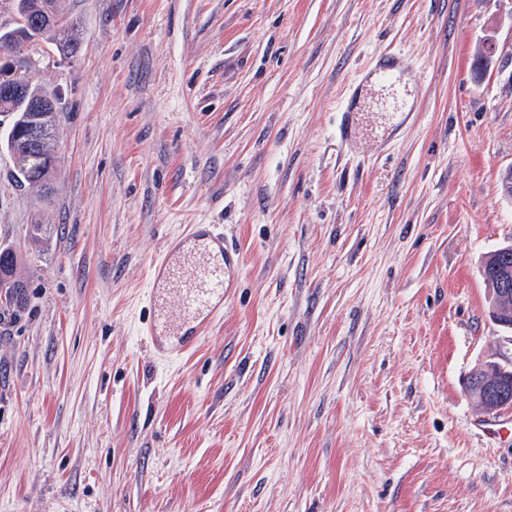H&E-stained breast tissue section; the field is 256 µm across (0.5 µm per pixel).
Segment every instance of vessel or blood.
Returning <instances> with one entry per match:
<instances>
[{"mask_svg":"<svg viewBox=\"0 0 512 512\" xmlns=\"http://www.w3.org/2000/svg\"><path fill=\"white\" fill-rule=\"evenodd\" d=\"M411 72L394 55L380 56L350 86L349 97L340 113L337 133L344 142H351L355 109L368 85L391 87L395 97L391 103L396 119L406 120L412 115L408 99ZM241 274L239 252L229 246L223 234L211 225L194 224L181 237L166 243L160 260L151 271L154 302L146 331L155 352L172 359L194 348L204 328L223 313L224 301ZM180 295L181 320L169 325L160 289Z\"/></svg>","mask_w":512,"mask_h":512,"instance_id":"obj_1","label":"vessel or blood"}]
</instances>
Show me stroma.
<instances>
[{"mask_svg": "<svg viewBox=\"0 0 512 512\" xmlns=\"http://www.w3.org/2000/svg\"><path fill=\"white\" fill-rule=\"evenodd\" d=\"M77 59L44 196L0 148V512H512V410L465 394L512 361L480 263L512 241V0H65ZM497 51L482 61V47ZM385 52L422 83L380 150L336 127ZM51 229L34 245L29 227ZM242 257L188 356L141 324L163 245ZM26 286L20 282H15L9 276L0 275V303L5 305L11 302V305L21 303L26 296Z\"/></svg>", "mask_w": 512, "mask_h": 512, "instance_id": "1", "label": "stroma"}]
</instances>
